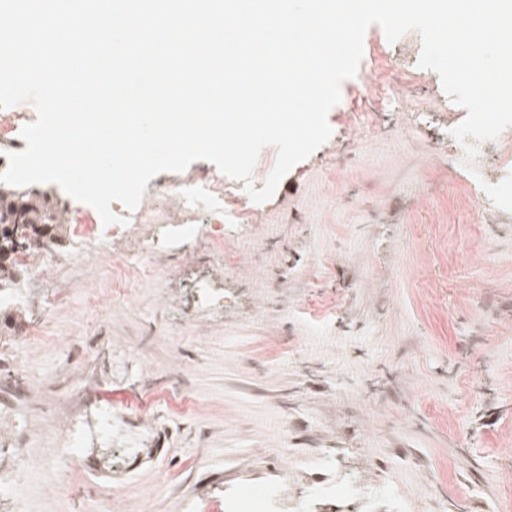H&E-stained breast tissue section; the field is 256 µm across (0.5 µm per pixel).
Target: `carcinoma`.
I'll return each mask as SVG.
<instances>
[{
  "mask_svg": "<svg viewBox=\"0 0 512 512\" xmlns=\"http://www.w3.org/2000/svg\"><path fill=\"white\" fill-rule=\"evenodd\" d=\"M66 223L67 210L49 205L38 191L0 184V289L16 288L26 276L12 255L21 251L34 254L45 231L60 234Z\"/></svg>",
  "mask_w": 512,
  "mask_h": 512,
  "instance_id": "cac0c4a2",
  "label": "carcinoma"
}]
</instances>
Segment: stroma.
<instances>
[{"instance_id": "35a3bbf8", "label": "stroma", "mask_w": 512, "mask_h": 512, "mask_svg": "<svg viewBox=\"0 0 512 512\" xmlns=\"http://www.w3.org/2000/svg\"><path fill=\"white\" fill-rule=\"evenodd\" d=\"M421 38L371 26L355 77L327 116L330 139L266 202L224 201L219 250L187 257L224 279L237 303L188 305L169 267L143 270L133 244L179 224L152 178L146 224L118 255L76 258L54 276L63 296L0 311V431L35 432L26 459L0 450L10 512H224L234 491L278 484L287 512L308 484L338 474L363 490L318 512H512V211L471 212L469 170L448 154V97L414 67ZM399 93L370 133L347 113ZM253 221L235 229L236 209ZM46 314L53 342L30 346L23 387L7 385L8 344ZM112 432L96 433L101 408ZM81 466L53 493L71 438Z\"/></svg>"}]
</instances>
